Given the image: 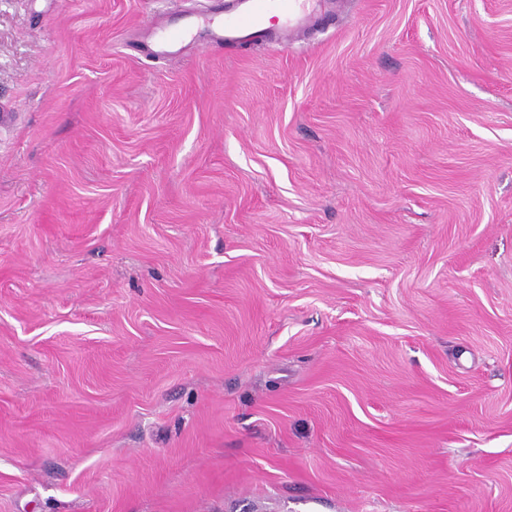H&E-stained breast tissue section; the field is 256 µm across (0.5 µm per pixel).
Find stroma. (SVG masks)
I'll list each match as a JSON object with an SVG mask.
<instances>
[{"mask_svg": "<svg viewBox=\"0 0 512 512\" xmlns=\"http://www.w3.org/2000/svg\"><path fill=\"white\" fill-rule=\"evenodd\" d=\"M223 13L0 0V512H512V0ZM304 12L301 0H226L224 20L213 29L217 41L233 44L263 33L267 18L277 13L284 37L301 29ZM192 34L190 25L179 28H161L157 33L158 50L156 54L163 55L171 49L182 46Z\"/></svg>", "mask_w": 512, "mask_h": 512, "instance_id": "35a3bbf8", "label": "stroma"}]
</instances>
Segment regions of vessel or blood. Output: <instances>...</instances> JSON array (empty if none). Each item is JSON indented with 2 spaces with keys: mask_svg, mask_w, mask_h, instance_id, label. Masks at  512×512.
<instances>
[{
  "mask_svg": "<svg viewBox=\"0 0 512 512\" xmlns=\"http://www.w3.org/2000/svg\"><path fill=\"white\" fill-rule=\"evenodd\" d=\"M304 12L302 0H225L224 20L214 28L217 41L233 44L264 32L270 14H278L281 19V32L290 35L300 30ZM192 34L190 26L162 28L157 33L159 54L183 45Z\"/></svg>",
  "mask_w": 512,
  "mask_h": 512,
  "instance_id": "obj_1",
  "label": "vessel or blood"
}]
</instances>
